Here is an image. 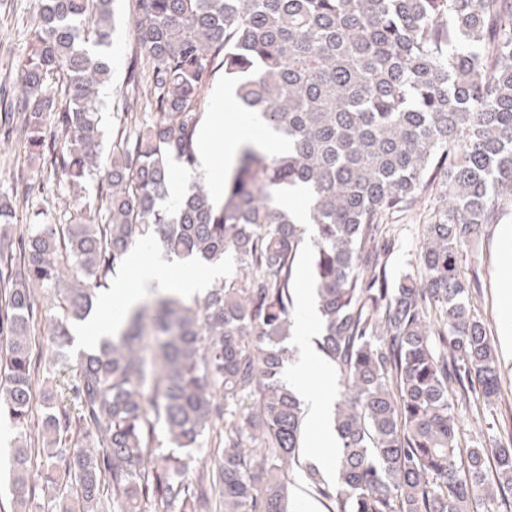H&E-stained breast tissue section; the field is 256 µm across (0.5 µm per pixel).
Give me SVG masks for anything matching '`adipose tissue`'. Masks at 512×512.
I'll list each match as a JSON object with an SVG mask.
<instances>
[{
    "instance_id": "obj_1",
    "label": "adipose tissue",
    "mask_w": 512,
    "mask_h": 512,
    "mask_svg": "<svg viewBox=\"0 0 512 512\" xmlns=\"http://www.w3.org/2000/svg\"><path fill=\"white\" fill-rule=\"evenodd\" d=\"M126 260L128 267L136 274L138 288L119 287L105 292L99 298L100 307L106 308L114 303L134 305L141 289L152 287L188 299L206 292L211 279L221 273L220 268L214 266L176 275L172 272V262L165 256L160 255L150 260L137 248L130 249Z\"/></svg>"
}]
</instances>
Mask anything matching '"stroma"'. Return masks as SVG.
I'll list each match as a JSON object with an SVG mask.
<instances>
[{
  "label": "stroma",
  "mask_w": 512,
  "mask_h": 512,
  "mask_svg": "<svg viewBox=\"0 0 512 512\" xmlns=\"http://www.w3.org/2000/svg\"><path fill=\"white\" fill-rule=\"evenodd\" d=\"M35 0H0V77L9 71L30 50V19ZM114 32L107 54L112 59V81L99 93L100 116L104 128L112 121L126 95L129 84V62L137 49L132 23L131 0H115ZM230 86L223 73L210 80L209 93L202 110L209 113L216 105L224 107L223 128L210 133L213 163L224 165V142L235 136L239 102L225 97ZM429 209L421 204L414 210L394 214L397 226L388 259V278L398 280L415 272ZM461 273L477 280L473 291L474 304L486 323L498 357L501 397L491 411L477 414L466 407L458 409V427L462 441L484 440L494 446L500 436L512 433V211L504 210L496 224L490 225L477 245L463 252Z\"/></svg>",
  "instance_id": "35a3bbf8"
}]
</instances>
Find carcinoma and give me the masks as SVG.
<instances>
[{"label":"carcinoma","instance_id":"obj_1","mask_svg":"<svg viewBox=\"0 0 512 512\" xmlns=\"http://www.w3.org/2000/svg\"><path fill=\"white\" fill-rule=\"evenodd\" d=\"M131 95L107 133L112 0H36L33 47L0 87V136L76 192L53 223L35 185L15 233L0 196V416L19 434L12 512H288L303 413L284 377L296 259L315 250L319 346L342 391L329 512H512V437L462 443L458 406L498 400V364L463 248L512 208V0H132ZM288 141L240 150L217 204L197 162L217 71ZM154 111L141 126L138 110ZM112 155L102 156L105 135ZM94 182L99 194H86ZM298 188L307 225L278 207ZM417 274L389 284V214L427 195ZM138 241L247 268L192 299L154 295L69 364L70 324ZM49 302L50 313L40 310ZM54 346L35 356L36 338ZM43 374L40 393L33 384ZM162 429L169 447L157 442ZM217 468L194 466L205 441Z\"/></svg>","mask_w":512,"mask_h":512}]
</instances>
